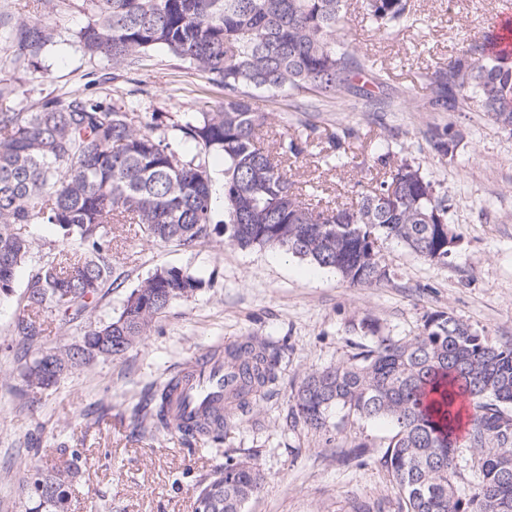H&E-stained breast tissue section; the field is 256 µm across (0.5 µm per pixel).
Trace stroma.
<instances>
[{
    "label": "stroma",
    "instance_id": "obj_1",
    "mask_svg": "<svg viewBox=\"0 0 512 512\" xmlns=\"http://www.w3.org/2000/svg\"><path fill=\"white\" fill-rule=\"evenodd\" d=\"M55 2L47 20L67 51L44 58L46 74L39 79L0 71L17 87L15 110L62 93L133 99L147 119L159 112L174 120L204 104L222 105L223 91L167 54H152L129 72L84 56L75 46L89 16L83 0ZM411 5L412 26L386 32L369 21L363 0H349L340 31L344 47L388 73V87L376 92L385 111L358 97L299 112L261 94L255 106L277 134L301 136L305 124H315L314 143L340 127L357 130L346 166H325L308 153L292 162L298 194L318 208L350 206L383 175L378 154L397 158L410 150L448 197L456 245L447 263L421 260L391 241L381 251L389 280L354 287L281 250L231 245L224 234L222 165L210 161L216 203L206 239L190 247L156 243L140 225H113L116 288L102 291L66 326L43 315V332L31 341L14 332L16 296L0 298V512H25L20 482L36 468L53 467L65 451L77 453L84 469L68 512H195L201 482L228 461L250 462L266 476L244 512H405L404 496L382 461L392 434L388 422L349 418L340 428L314 430L292 420L290 394L308 373L373 345L375 335H417L424 314L436 310L488 341H512V132L474 102L462 112L420 109L427 75L460 48L481 45L506 0ZM448 123L461 126L465 139L453 159L441 160L426 132ZM160 268L194 273L205 285L159 314L125 354L98 358L49 389L27 387L25 368L40 353L77 343L91 324L118 316L129 293ZM252 338L280 346L277 381L250 413L228 420L222 443L204 440L189 448L175 431H134L135 407L177 365L214 344Z\"/></svg>",
    "mask_w": 512,
    "mask_h": 512
}]
</instances>
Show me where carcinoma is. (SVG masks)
<instances>
[{
    "mask_svg": "<svg viewBox=\"0 0 512 512\" xmlns=\"http://www.w3.org/2000/svg\"><path fill=\"white\" fill-rule=\"evenodd\" d=\"M346 0H88L90 19L77 35L84 54L133 70L163 51L198 70L224 91L217 110L183 112L169 126L143 121L138 103L107 102L75 94L46 96L25 112L10 106L16 87L0 79V296L14 292L17 271L30 261L25 227L52 224L70 244L37 261L21 294L16 335L41 334L40 317L61 325L80 319L112 280L109 224H140L157 242L192 246L210 235L214 209L211 173L200 154L224 164L228 240L241 248H277L336 273L352 286L389 278L381 249L394 240L431 263L448 260V199L412 158L390 162L389 175L350 207L317 209L302 201L288 177V162L308 139L281 134L266 143L267 113L253 107L255 92L288 100L372 99L361 84L380 88L388 74L337 44ZM53 0H32L21 21L0 17V44L8 65L31 76L58 46L43 16ZM377 29L399 30L411 18L410 0H365ZM468 49L428 77L426 112H461L469 99L499 127L512 131V60L481 47ZM173 136L194 146L175 150ZM358 132L328 136L324 163L344 165ZM464 139L453 125L428 132L432 151L451 158ZM203 278L158 269L127 297L120 314L91 327L82 344L35 361L25 379L32 389L57 384L64 373L99 356L124 354L146 335L173 302L203 288ZM254 395L276 380L277 353L264 340L224 350ZM172 387L166 381L140 406V422L170 430ZM292 415L315 429L336 408L347 416L388 420L394 430L384 463L402 491L406 512H512V343H491L455 316L436 311L404 340L377 337L375 345L308 374L292 390ZM224 423L179 433L221 442ZM478 459V484L469 496L458 484L459 432ZM79 456L51 473L38 470L22 490L33 510L67 512L69 490L81 480ZM263 475L243 462H227L203 483L197 502L208 512H243Z\"/></svg>",
    "mask_w": 512,
    "mask_h": 512,
    "instance_id": "carcinoma-1",
    "label": "carcinoma"
}]
</instances>
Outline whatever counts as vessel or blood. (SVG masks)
Wrapping results in <instances>:
<instances>
[{"label": "vessel or blood", "mask_w": 512, "mask_h": 512, "mask_svg": "<svg viewBox=\"0 0 512 512\" xmlns=\"http://www.w3.org/2000/svg\"><path fill=\"white\" fill-rule=\"evenodd\" d=\"M238 383L224 368L223 345H214L177 369L170 413L181 425L192 424L205 412L227 408L225 391Z\"/></svg>", "instance_id": "b4317fda"}]
</instances>
